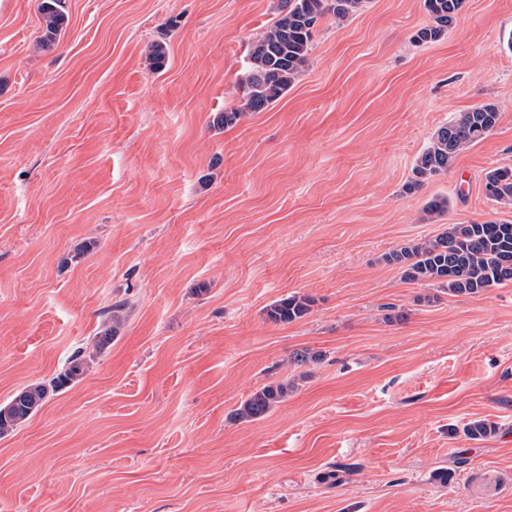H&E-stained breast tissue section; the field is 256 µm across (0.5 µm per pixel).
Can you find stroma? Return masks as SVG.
<instances>
[{
	"mask_svg": "<svg viewBox=\"0 0 512 512\" xmlns=\"http://www.w3.org/2000/svg\"><path fill=\"white\" fill-rule=\"evenodd\" d=\"M40 3L0 0V404L88 365L0 435V512H512V284L454 295L383 259L512 222L484 180L512 168V0H465L427 44L424 0H366L222 129L279 0H64L50 45ZM487 102L496 128L406 192ZM290 295L309 312L267 319ZM500 111L488 102L467 112H460L434 133L428 147L417 157L412 170L411 191L427 180L448 173L456 157L469 146L483 140L496 127ZM287 395L288 383L264 386L242 403L236 415L241 419H260Z\"/></svg>",
	"mask_w": 512,
	"mask_h": 512,
	"instance_id": "1",
	"label": "stroma"
}]
</instances>
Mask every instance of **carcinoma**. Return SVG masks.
<instances>
[{"instance_id":"1","label":"carcinoma","mask_w":512,"mask_h":512,"mask_svg":"<svg viewBox=\"0 0 512 512\" xmlns=\"http://www.w3.org/2000/svg\"><path fill=\"white\" fill-rule=\"evenodd\" d=\"M363 3L364 0H280L278 15L253 45L243 104L216 113L213 126L220 129L233 125L246 113L261 112L280 99L307 63L318 22L328 16H352ZM424 4L432 24L417 32L416 41L432 43L448 33L464 0H424ZM40 11L45 24L41 40L49 45L55 42L66 22L63 0H41ZM499 117L498 106L488 102L460 112L441 125L417 157L409 189L448 173L461 152L493 131ZM485 191L497 202L512 204V169L503 167L487 172ZM386 261L399 266L407 281L429 283L457 295L479 294L512 283V223L450 224L431 240L393 250ZM309 309L310 299L291 295L270 305L266 316L273 322H292ZM84 371V361L77 354L57 377L32 383L0 404V434L24 423L49 394L78 381ZM287 395L286 383L265 386L242 403L237 416L260 419ZM495 431L494 424L484 420L473 421L465 428L466 435L474 440Z\"/></svg>"}]
</instances>
